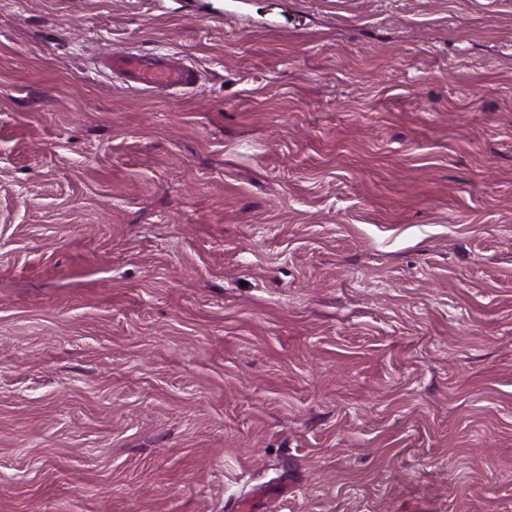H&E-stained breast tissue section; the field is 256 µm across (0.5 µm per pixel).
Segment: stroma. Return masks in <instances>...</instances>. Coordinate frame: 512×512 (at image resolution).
<instances>
[{
    "instance_id": "35a3bbf8",
    "label": "stroma",
    "mask_w": 512,
    "mask_h": 512,
    "mask_svg": "<svg viewBox=\"0 0 512 512\" xmlns=\"http://www.w3.org/2000/svg\"><path fill=\"white\" fill-rule=\"evenodd\" d=\"M0 512H512V0H0ZM106 66L121 74L134 87L151 90H176L192 85L195 71L169 55L144 58L130 53H117Z\"/></svg>"
}]
</instances>
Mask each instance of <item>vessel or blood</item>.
<instances>
[{"instance_id":"1","label":"vessel or blood","mask_w":512,"mask_h":512,"mask_svg":"<svg viewBox=\"0 0 512 512\" xmlns=\"http://www.w3.org/2000/svg\"><path fill=\"white\" fill-rule=\"evenodd\" d=\"M134 86L151 90H176L192 85L195 71L166 55L144 58L130 53L113 55L107 63Z\"/></svg>"}]
</instances>
